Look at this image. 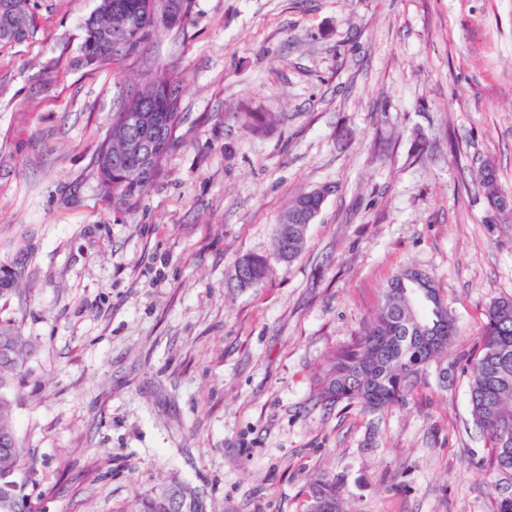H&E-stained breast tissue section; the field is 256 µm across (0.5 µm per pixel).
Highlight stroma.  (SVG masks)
<instances>
[{
  "label": "stroma",
  "instance_id": "stroma-1",
  "mask_svg": "<svg viewBox=\"0 0 512 512\" xmlns=\"http://www.w3.org/2000/svg\"><path fill=\"white\" fill-rule=\"evenodd\" d=\"M0 48V303L32 347L15 411L33 512H125L171 478L214 512H495L469 402L486 310L512 296V0H192L187 32L120 66L75 58L97 0H38ZM183 74L181 141L132 213L92 159L148 69ZM271 113L262 133L248 114ZM330 193L297 261L270 254L302 192ZM428 274L456 335L405 406L315 400L325 356L372 321L398 270ZM25 254L13 261L0 262V301L8 302L14 297L25 295L29 288L27 267L30 260L29 247L23 248ZM270 272V260L268 257L256 254H246L239 257L234 265L233 279L237 281L239 273H242L253 287L260 288L264 285Z\"/></svg>",
  "mask_w": 512,
  "mask_h": 512
}]
</instances>
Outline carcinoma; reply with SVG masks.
Segmentation results:
<instances>
[{
  "label": "carcinoma",
  "mask_w": 512,
  "mask_h": 512,
  "mask_svg": "<svg viewBox=\"0 0 512 512\" xmlns=\"http://www.w3.org/2000/svg\"><path fill=\"white\" fill-rule=\"evenodd\" d=\"M157 0H98L84 22V39L77 63L84 66L118 64L140 53L154 38L191 23L192 0H166L167 18L154 25L149 9ZM14 14L16 24L0 28V46L25 42L36 31L35 0H0V14ZM182 95L181 73L164 66L148 75L140 87L126 95L112 113L107 133L112 135V159L98 146L94 165L112 204L126 212L135 209L147 191L166 173V164L178 143ZM136 113L133 131L158 141L159 159L149 161L124 152L126 133L123 113ZM317 200L304 192L297 195L284 214L302 217L316 210ZM306 224H276L275 258L283 263L297 260L307 239ZM0 262V301L7 302L27 292L30 249ZM270 272L268 257L246 254L234 265L233 279L244 275L253 287L264 285ZM455 335L451 316L439 318L433 304L412 297L399 287L394 275L384 292L376 318L350 343L331 352L317 380L316 401L332 406L346 401L366 412L402 405L411 397L421 369L448 351ZM32 354L20 326L0 319V512H23L15 475L23 462V448L13 421L20 402L17 386ZM471 412L475 423L491 443L488 467L503 475L493 486L496 512H512V297L494 301L487 311L478 357L470 365ZM306 512L314 499L338 502L336 485L328 479L314 480ZM135 512H207L202 493L175 478L170 484L136 499Z\"/></svg>",
  "instance_id": "obj_1"
}]
</instances>
